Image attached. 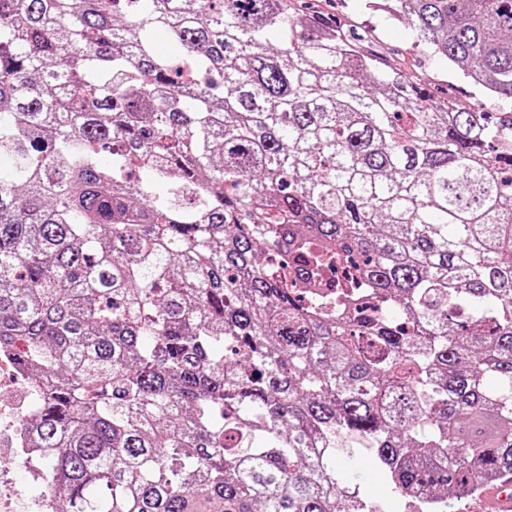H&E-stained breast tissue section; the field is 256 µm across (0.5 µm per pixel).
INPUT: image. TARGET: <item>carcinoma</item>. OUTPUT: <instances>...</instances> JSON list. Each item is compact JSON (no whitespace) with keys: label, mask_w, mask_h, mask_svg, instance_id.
<instances>
[{"label":"carcinoma","mask_w":512,"mask_h":512,"mask_svg":"<svg viewBox=\"0 0 512 512\" xmlns=\"http://www.w3.org/2000/svg\"><path fill=\"white\" fill-rule=\"evenodd\" d=\"M120 2L0 0V351L56 512H387L344 435L413 512L512 473V0H390L496 122L288 0ZM1 380L4 383L3 392L0 391V401L1 396L3 397V401L6 399V389L10 386V381L15 382H24L22 377L18 373V367L15 363L14 359L11 355H7L5 353L4 356H0V389H1ZM2 393V395H1ZM11 400L14 403V406L22 409L27 396L26 385L22 383H15L13 385ZM342 444L343 447L336 448V470L340 481L343 483L355 482V476L359 475L361 489L368 497L380 501L386 500L390 493L376 480L372 472L369 449L354 442H342ZM348 448H354L352 453H349Z\"/></svg>","instance_id":"obj_1"}]
</instances>
